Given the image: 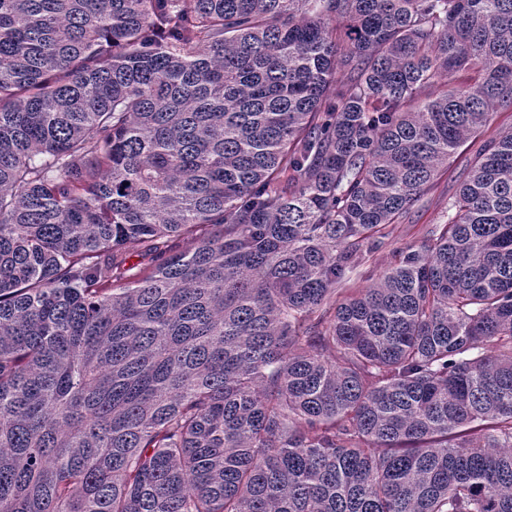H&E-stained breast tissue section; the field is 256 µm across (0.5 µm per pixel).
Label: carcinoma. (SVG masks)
I'll use <instances>...</instances> for the list:
<instances>
[{
  "instance_id": "cac0c4a2",
  "label": "carcinoma",
  "mask_w": 512,
  "mask_h": 512,
  "mask_svg": "<svg viewBox=\"0 0 512 512\" xmlns=\"http://www.w3.org/2000/svg\"><path fill=\"white\" fill-rule=\"evenodd\" d=\"M502 110L512 0H0V512H512V130L349 287ZM512 127V112H500L489 129L476 138H470L459 149L448 170L442 171L437 178L434 188L422 197L412 207L408 217L391 226L392 233L386 244L373 249L368 260L361 265L352 277V288H364L382 271L391 261V250L405 243H420L428 236V232L435 224L446 221L448 199L455 194L459 186V175L466 165V161L478 150L481 143Z\"/></svg>"
}]
</instances>
